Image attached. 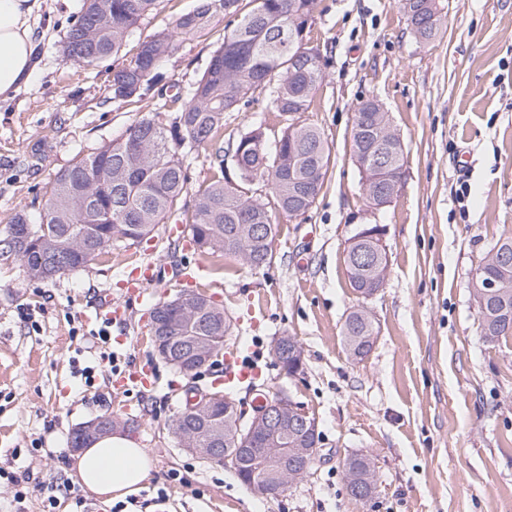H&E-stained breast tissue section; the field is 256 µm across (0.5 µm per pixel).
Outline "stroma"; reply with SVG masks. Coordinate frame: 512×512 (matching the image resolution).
I'll list each match as a JSON object with an SVG mask.
<instances>
[{"mask_svg":"<svg viewBox=\"0 0 512 512\" xmlns=\"http://www.w3.org/2000/svg\"><path fill=\"white\" fill-rule=\"evenodd\" d=\"M437 38L411 35L402 0H318L307 38L326 77L302 122L330 149L324 186L305 214H277L270 262L253 269L234 256L183 251L166 225L154 235L160 269L146 302L128 304L123 342L102 345L87 320L101 294L119 296L141 247L120 248L48 281L30 280L9 253L5 227L18 210L38 215L56 174L137 119L171 123L177 89L208 66L223 25L178 38L154 80L124 105L112 102L113 71L140 42L174 30L198 0H159L121 50L94 69L64 60L60 42L83 0H43L35 22L32 80L0 101V469L27 475L26 497L0 484V512H43V484H72L75 428L114 414L135 422L131 437L155 468L135 493L136 512H512V335L496 343L480 332L472 279L482 257L512 236V0H439ZM379 100L404 145L399 192L371 211L352 158L351 130L360 104ZM278 139L285 117L265 109L262 94L226 113L220 137L232 147L248 127ZM468 180L459 206L455 190ZM386 228L384 288L361 300L350 285L345 250L361 225ZM204 264L198 290L234 327L225 350L257 364L255 386L234 396L253 406L281 393L318 423L317 456L307 475L278 497L256 495L224 466L185 453L170 430L189 385H211L223 362L199 378L154 356L150 312L186 290L178 271ZM366 308L379 325L367 357L351 359L342 325ZM295 338L303 369L289 377L270 351L273 338ZM116 367L99 366L103 351ZM150 358L149 391L110 390L113 370ZM95 367L92 382L81 368ZM41 449H33L34 438ZM376 463L378 491L367 502L349 495L347 459Z\"/></svg>","mask_w":512,"mask_h":512,"instance_id":"obj_1","label":"stroma"}]
</instances>
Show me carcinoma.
I'll return each instance as SVG.
<instances>
[{"mask_svg":"<svg viewBox=\"0 0 512 512\" xmlns=\"http://www.w3.org/2000/svg\"><path fill=\"white\" fill-rule=\"evenodd\" d=\"M159 0H85L84 7L66 30L61 50L65 60L82 67H95L118 53L131 29L150 14ZM201 0L193 12L182 16L173 32H159L140 43L137 54L112 74V101L130 102L138 90L118 87L125 76L130 84L153 80L159 63L174 50L182 36L209 33L224 17L236 18L234 27L224 31L219 46L195 83L186 90V103L165 128L154 116L131 124L122 138L105 142L60 171L45 192L40 223H28L27 214L15 213L6 234L10 252L23 262L32 280L44 281L91 264L112 253V248L138 245L157 226L165 223L180 206L192 155L206 153L215 170L214 179L200 189L185 215L189 235L196 247L222 252L253 266L262 245L240 233L245 224H266L275 238L277 224L266 203L247 194L252 184L263 182L283 213L292 207L311 206L320 193L329 164V149L320 130L310 124H288L274 147H269L259 127L251 126L237 139L243 148L235 174L224 169V146L218 134L224 128V114L238 112L250 103L255 91L264 92L268 112H305L313 93L324 79L322 60L297 54L293 43L305 39L317 0ZM408 26L419 41L437 37L441 12L437 0H404ZM373 100L361 104L352 128V152L366 154L373 137L390 139L395 134L373 129L376 110ZM387 168L395 173L405 164L404 145L387 148ZM97 229L96 248L90 254L78 249L83 225ZM506 261L481 268L480 278L499 280L502 288L477 308L483 336L495 342L507 336L512 325V236L496 242ZM373 249L360 239L349 253L347 268L352 288L359 290L376 278L374 266L355 264V252ZM58 253L62 262L42 270L43 258ZM190 328L207 336L231 335V322L224 309L212 303L189 313ZM377 333L373 319L350 313L342 335L349 357H365ZM226 436L243 444L245 424L226 415L221 421ZM372 463L370 456L350 457L345 464L347 489L354 492L361 476Z\"/></svg>","mask_w":512,"mask_h":512,"instance_id":"cac0c4a2","label":"carcinoma"}]
</instances>
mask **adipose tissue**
Instances as JSON below:
<instances>
[{"label":"adipose tissue","mask_w":512,"mask_h":512,"mask_svg":"<svg viewBox=\"0 0 512 512\" xmlns=\"http://www.w3.org/2000/svg\"><path fill=\"white\" fill-rule=\"evenodd\" d=\"M41 2L0 0V101L13 98L34 75V24ZM153 468L147 450L118 431L93 439L77 453L73 476L81 488L113 502L137 492Z\"/></svg>","instance_id":"ef3b65f1"}]
</instances>
